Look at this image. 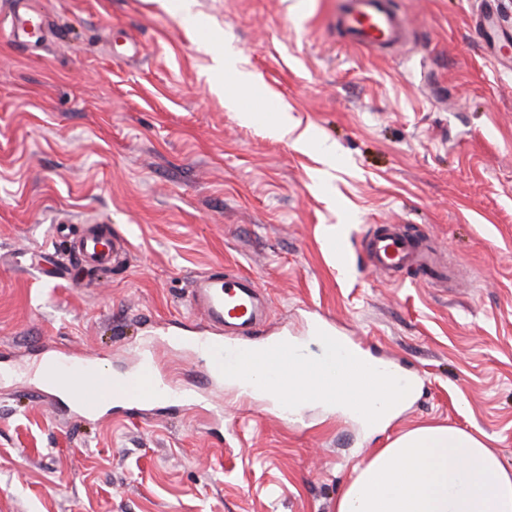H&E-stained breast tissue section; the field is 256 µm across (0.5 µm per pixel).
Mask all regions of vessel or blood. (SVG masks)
Returning a JSON list of instances; mask_svg holds the SVG:
<instances>
[{
  "mask_svg": "<svg viewBox=\"0 0 512 512\" xmlns=\"http://www.w3.org/2000/svg\"><path fill=\"white\" fill-rule=\"evenodd\" d=\"M13 37L26 48L43 46L51 35L48 16L32 6L30 0H12ZM337 29L358 48L375 51L404 45L411 36L406 20L394 9L392 0H345L336 19ZM374 268L387 271L428 265L429 257L419 251L415 239L402 225L388 224L363 244ZM77 258L89 265L113 263L125 249L123 237L103 224L83 227L73 242ZM188 305L201 321L217 327L214 336L184 334L172 337V344L188 348L200 358L204 370L215 383H223L211 352L222 346L235 350L263 349L266 338L259 332L265 322V302L253 281L240 273L214 271L196 279ZM66 390L76 411L87 418H102L113 404L131 403L134 411L144 412L158 402L184 398L168 380L157 375L151 359H141L136 370L115 380L87 359L66 356L43 376L36 396L50 401L59 390Z\"/></svg>",
  "mask_w": 512,
  "mask_h": 512,
  "instance_id": "1",
  "label": "vessel or blood"
}]
</instances>
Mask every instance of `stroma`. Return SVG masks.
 I'll return each mask as SVG.
<instances>
[{"label": "stroma", "instance_id": "1", "mask_svg": "<svg viewBox=\"0 0 512 512\" xmlns=\"http://www.w3.org/2000/svg\"><path fill=\"white\" fill-rule=\"evenodd\" d=\"M9 2L0 512H336L355 465L433 423L512 467V44L485 42L484 0H394L415 43L392 54L346 41L342 0H35L52 23L38 51L9 40ZM92 219L127 240L123 264L77 267ZM380 224L406 225L451 278L376 270L355 244ZM215 270L255 282L267 334L315 355L328 320L412 371L415 398L378 431L311 408L295 425L160 346L161 373L203 404L97 421L38 401L45 361L121 376L165 329L200 328L189 283Z\"/></svg>", "mask_w": 512, "mask_h": 512}]
</instances>
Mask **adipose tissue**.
<instances>
[{
  "instance_id": "ef3b65f1",
  "label": "adipose tissue",
  "mask_w": 512,
  "mask_h": 512,
  "mask_svg": "<svg viewBox=\"0 0 512 512\" xmlns=\"http://www.w3.org/2000/svg\"><path fill=\"white\" fill-rule=\"evenodd\" d=\"M336 512H512V468L469 431L421 426L354 467Z\"/></svg>"
}]
</instances>
